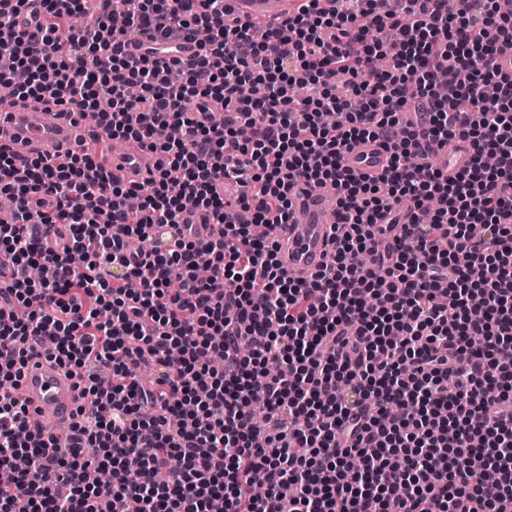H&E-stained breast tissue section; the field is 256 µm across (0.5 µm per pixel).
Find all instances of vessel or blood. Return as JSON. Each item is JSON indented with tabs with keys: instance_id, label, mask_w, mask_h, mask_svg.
I'll list each match as a JSON object with an SVG mask.
<instances>
[{
	"instance_id": "b4317fda",
	"label": "vessel or blood",
	"mask_w": 512,
	"mask_h": 512,
	"mask_svg": "<svg viewBox=\"0 0 512 512\" xmlns=\"http://www.w3.org/2000/svg\"><path fill=\"white\" fill-rule=\"evenodd\" d=\"M301 0H232L237 17L250 23H280L294 12ZM137 57H146L158 66L192 58L197 47L183 39L156 42L144 37L131 46ZM93 132L73 117L30 101L0 103V144L19 160L42 156L54 163L67 162L79 142L90 140ZM471 149L467 141L449 142L437 152L432 162L448 177H455L469 162ZM107 173L121 182L146 181L159 164L158 155L129 143L119 151L105 152ZM388 154L377 142L358 143L345 155L346 168L357 175H376L387 165ZM332 186H315L301 179L288 184L287 223L278 225L273 235L279 245V260L289 275L297 280L309 279L332 257L333 236ZM20 394L29 404L34 418L42 427L67 425L75 409V381L45 353L30 357L20 381Z\"/></svg>"
}]
</instances>
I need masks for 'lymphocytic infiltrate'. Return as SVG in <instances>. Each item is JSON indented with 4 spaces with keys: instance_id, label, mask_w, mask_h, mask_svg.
<instances>
[{
    "instance_id": "f902f5d3",
    "label": "lymphocytic infiltrate",
    "mask_w": 512,
    "mask_h": 512,
    "mask_svg": "<svg viewBox=\"0 0 512 512\" xmlns=\"http://www.w3.org/2000/svg\"><path fill=\"white\" fill-rule=\"evenodd\" d=\"M0 0V81L159 155L126 185L94 143L68 162L0 144V512H498L512 499V13L498 0H306L255 33L225 0ZM83 34L60 37L68 17ZM196 40L160 75L129 36ZM220 104L223 125L190 111ZM418 115L410 123L405 113ZM469 141L447 177L421 146ZM377 178L351 173L367 140ZM338 196L329 263L277 258L290 180ZM241 188L238 223L224 188ZM217 231L197 247L187 212ZM401 226L382 248L378 221ZM69 235L52 245L49 225ZM138 247H130V240ZM370 267L354 275L358 252ZM209 256L208 280L194 258ZM77 379L70 441L17 382L44 326ZM159 372L143 385L144 356ZM267 410L250 414L253 396ZM91 469L108 472L98 487ZM388 154L374 141L360 142L345 155L344 165L356 175H376L387 165Z\"/></svg>"
}]
</instances>
